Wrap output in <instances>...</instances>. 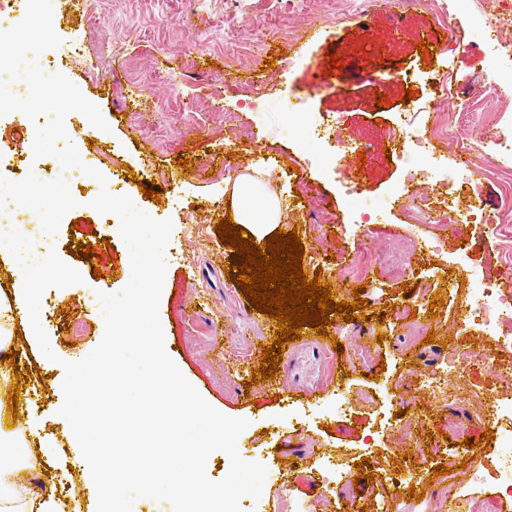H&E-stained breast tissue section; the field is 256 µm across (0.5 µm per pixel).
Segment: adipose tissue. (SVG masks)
I'll return each instance as SVG.
<instances>
[{
    "label": "adipose tissue",
    "instance_id": "obj_1",
    "mask_svg": "<svg viewBox=\"0 0 512 512\" xmlns=\"http://www.w3.org/2000/svg\"><path fill=\"white\" fill-rule=\"evenodd\" d=\"M232 193L236 222L247 225L256 237L268 236L276 225L282 223L283 203L278 195L269 191L264 173L251 170L239 175ZM37 310L35 288L26 279L17 280L13 300L0 301V348L10 346L8 331L20 315L28 321L30 342H40ZM47 454V449H34L27 438L0 433V469H12L26 476L22 482L0 484V512H30L31 501L42 495L39 486L28 481L27 476L38 473L40 459Z\"/></svg>",
    "mask_w": 512,
    "mask_h": 512
}]
</instances>
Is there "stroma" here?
<instances>
[{"label": "stroma", "mask_w": 512, "mask_h": 512, "mask_svg": "<svg viewBox=\"0 0 512 512\" xmlns=\"http://www.w3.org/2000/svg\"><path fill=\"white\" fill-rule=\"evenodd\" d=\"M498 0H419L406 7L392 0H367L366 16L348 17V7L328 9L323 0H112L111 12L89 22L84 9L67 12L55 32L59 52L67 56L71 82L100 76L92 99L108 124L100 130L79 112L71 113L70 138L81 162L97 169L111 194H138V210L173 228L164 259L166 274L159 304L167 353L203 398L221 413L247 420L237 439L240 457L266 469L259 499L244 497L248 512H432L439 499L464 498L469 512H512V486L476 484L462 471V460L493 467L501 455L498 442L464 447L465 437L479 439L489 422L482 410L488 397L504 386L492 368L471 358L464 379L446 369L449 354L493 348L494 342L468 322L466 302L472 294L471 273L512 279L504 263L505 248L467 210L429 211L424 222L411 218L407 199L390 201V188L405 168L418 164L415 154L385 156L389 131L405 141L428 137L435 104H443L461 124H491L500 105L483 92L488 82L512 70V54L494 50L480 32ZM447 16L435 24L436 9ZM463 21L462 32L453 25ZM323 29L313 54L299 52L285 37L286 28ZM265 32L261 55L232 54L227 46H204L206 34L230 31L236 45L250 42L254 29ZM432 31L441 48L433 62L422 60L416 44ZM275 53V68L261 84L252 71ZM340 55L343 69L327 74L330 54ZM416 90L402 103L406 90ZM388 106L377 107L376 93ZM141 107L130 106V99ZM237 115L234 126L225 113ZM319 112L329 119L324 138L300 137L295 118ZM30 120L12 112L0 116V194L16 181L25 186H58L68 202L53 230L55 273L35 280L42 302L40 324L52 347L68 361L87 357L101 342L104 321L100 294L119 293L130 281V254L118 225L103 223L64 179L53 156L35 157L25 133ZM160 130L146 138L143 127ZM367 144L366 157L339 146ZM435 170H446L456 197L468 198L469 178L479 168H493L490 143H474L458 153L454 143H440ZM189 161L178 170V158ZM148 169L157 199L140 196L137 177ZM248 169L264 172L271 191L287 206L285 230H296L305 250L306 272H320L332 284L335 300L352 301L365 285L373 318L356 330L336 315L329 332L343 342L342 361L313 359L285 350L271 383L244 388L225 376L229 363L247 370L260 364L257 346L265 332L258 313L225 271L234 247L221 242L215 226L228 213L225 182ZM364 178L355 179V170ZM175 186H168L171 173ZM363 212L357 230H346L349 214ZM328 211L333 224H318L315 213ZM94 245L104 261L78 258L76 246ZM377 255L370 269L358 259L366 249ZM78 275H71V268ZM101 278H94V271ZM444 305L429 318L432 294ZM12 349L17 366L0 361L9 404L12 376L22 373L18 412L6 417L14 433H35L51 450L42 468L48 475L70 474L65 493L70 512H97L95 486L72 472L81 452L74 433L57 419L63 404V364L30 347L23 335ZM383 335L382 344L363 351L368 333ZM434 343H426V335ZM346 377H339V370ZM446 376L442 391L430 396L420 389L432 374ZM316 385L306 396L305 386ZM344 412H337V401ZM439 456L419 466L410 457L430 442ZM330 454L332 465L308 459L309 449ZM366 457L373 479L338 476L336 467L352 457ZM445 465L449 472L434 475ZM403 476L422 500L394 486Z\"/></svg>", "instance_id": "1"}]
</instances>
